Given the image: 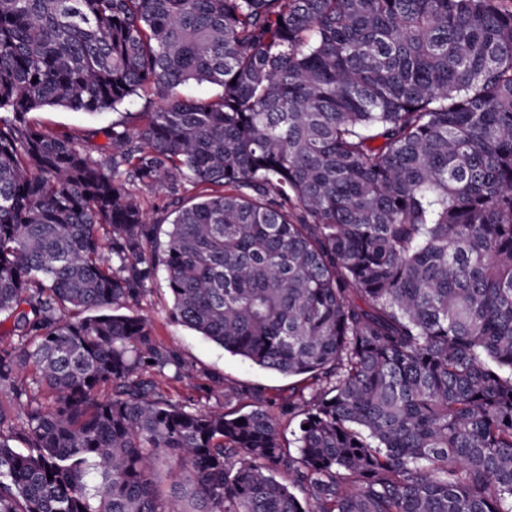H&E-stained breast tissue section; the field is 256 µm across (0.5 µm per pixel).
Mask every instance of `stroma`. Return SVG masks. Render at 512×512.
Instances as JSON below:
<instances>
[{
  "instance_id": "1",
  "label": "stroma",
  "mask_w": 512,
  "mask_h": 512,
  "mask_svg": "<svg viewBox=\"0 0 512 512\" xmlns=\"http://www.w3.org/2000/svg\"><path fill=\"white\" fill-rule=\"evenodd\" d=\"M156 98L136 96L118 106L90 115L65 109H47L30 113L29 119L49 129L69 131L91 157L108 162L104 146L106 128L121 123L133 128L138 114L157 106ZM171 298L163 277L146 283L137 302L129 305L131 313L145 317L153 326L158 341L181 358V374L167 373L161 380L163 389L172 398L189 401L200 409H224L225 405L239 408L252 406L261 399L287 397L295 386L293 378L257 367L241 357L198 336L194 331L175 322L171 315Z\"/></svg>"
}]
</instances>
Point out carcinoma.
Wrapping results in <instances>:
<instances>
[{"instance_id":"cac0c4a2","label":"carcinoma","mask_w":512,"mask_h":512,"mask_svg":"<svg viewBox=\"0 0 512 512\" xmlns=\"http://www.w3.org/2000/svg\"><path fill=\"white\" fill-rule=\"evenodd\" d=\"M142 92L108 167L28 118ZM159 271L288 399L165 395ZM2 314L0 512H512V5L0 0ZM138 199L141 201L142 206L150 213V216L155 220L167 224L166 217L175 209V206H170L168 208H163L160 210H155L154 204L160 205V207L164 204L162 198L164 195L158 194L155 192H149L145 188H137L134 189Z\"/></svg>"}]
</instances>
